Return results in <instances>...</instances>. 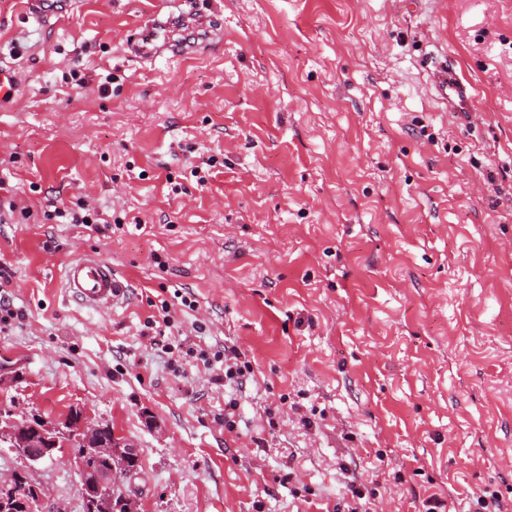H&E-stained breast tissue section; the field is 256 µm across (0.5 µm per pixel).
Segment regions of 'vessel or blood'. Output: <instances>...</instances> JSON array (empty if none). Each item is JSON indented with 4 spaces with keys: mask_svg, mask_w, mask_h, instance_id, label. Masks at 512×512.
<instances>
[{
    "mask_svg": "<svg viewBox=\"0 0 512 512\" xmlns=\"http://www.w3.org/2000/svg\"><path fill=\"white\" fill-rule=\"evenodd\" d=\"M169 4L170 0H153L149 22L132 30L126 39L125 47L130 53L153 61L166 55L185 57L205 51L206 40L212 39L217 30L215 19H193L191 26L198 35L197 40L175 41L168 36L173 21ZM433 75L439 100L450 112L469 116L474 110L473 97L452 67L445 62L436 64ZM64 282L76 302L96 312L111 308L123 292L111 265L97 256H84L71 262L64 270Z\"/></svg>",
    "mask_w": 512,
    "mask_h": 512,
    "instance_id": "1",
    "label": "vessel or blood"
}]
</instances>
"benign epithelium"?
Returning <instances> with one entry per match:
<instances>
[{
    "instance_id": "7a95c632",
    "label": "benign epithelium",
    "mask_w": 512,
    "mask_h": 512,
    "mask_svg": "<svg viewBox=\"0 0 512 512\" xmlns=\"http://www.w3.org/2000/svg\"><path fill=\"white\" fill-rule=\"evenodd\" d=\"M23 380L17 366L0 363V389ZM81 445L76 465L83 487L86 505L99 512H140L136 499L122 486L125 478L137 475L139 451L123 437L107 430L101 422L91 421L83 407L76 405L57 421L45 422L39 418L22 416L10 409L0 408V442L10 445L31 463H37L53 455L65 441ZM94 456L107 461L108 467L92 477L85 475L83 459ZM20 476L15 475L7 483L0 482V507L17 497Z\"/></svg>"
}]
</instances>
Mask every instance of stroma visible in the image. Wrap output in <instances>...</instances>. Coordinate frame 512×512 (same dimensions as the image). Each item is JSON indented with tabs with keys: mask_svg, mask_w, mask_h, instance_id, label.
Wrapping results in <instances>:
<instances>
[{
	"mask_svg": "<svg viewBox=\"0 0 512 512\" xmlns=\"http://www.w3.org/2000/svg\"><path fill=\"white\" fill-rule=\"evenodd\" d=\"M26 2L0 0V361L24 374L0 407L112 424L141 512L512 510V0H173L223 36L153 64L124 49L149 0ZM79 203L113 224L49 216ZM85 255L111 309L64 288ZM231 346L224 385L203 360ZM74 453L0 447V480L82 512ZM434 90L439 100L448 107L449 112L469 117L474 111V101L469 87L453 72L448 58L435 65ZM64 282L76 302L96 312L111 308L125 288L115 277L112 266L97 256L71 262L64 270Z\"/></svg>",
	"mask_w": 512,
	"mask_h": 512,
	"instance_id": "1",
	"label": "stroma"
}]
</instances>
